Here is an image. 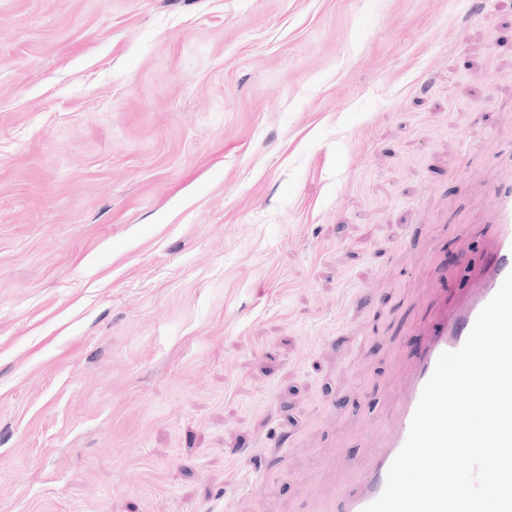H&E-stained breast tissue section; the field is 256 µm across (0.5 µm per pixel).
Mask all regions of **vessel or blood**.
Instances as JSON below:
<instances>
[{
  "label": "vessel or blood",
  "instance_id": "b4317fda",
  "mask_svg": "<svg viewBox=\"0 0 512 512\" xmlns=\"http://www.w3.org/2000/svg\"><path fill=\"white\" fill-rule=\"evenodd\" d=\"M495 258L480 267L469 295L450 314H437L440 327L428 348L417 358L408 387L391 412L385 429L366 450L365 466L339 492L318 506L316 512H363L383 492L391 463L404 446L411 420L424 385L433 373L439 355L459 349L482 308L512 273V182L495 185Z\"/></svg>",
  "mask_w": 512,
  "mask_h": 512
}]
</instances>
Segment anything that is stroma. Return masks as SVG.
<instances>
[{
    "label": "stroma",
    "instance_id": "35a3bbf8",
    "mask_svg": "<svg viewBox=\"0 0 512 512\" xmlns=\"http://www.w3.org/2000/svg\"><path fill=\"white\" fill-rule=\"evenodd\" d=\"M512 0H0V512H308L512 180Z\"/></svg>",
    "mask_w": 512,
    "mask_h": 512
}]
</instances>
